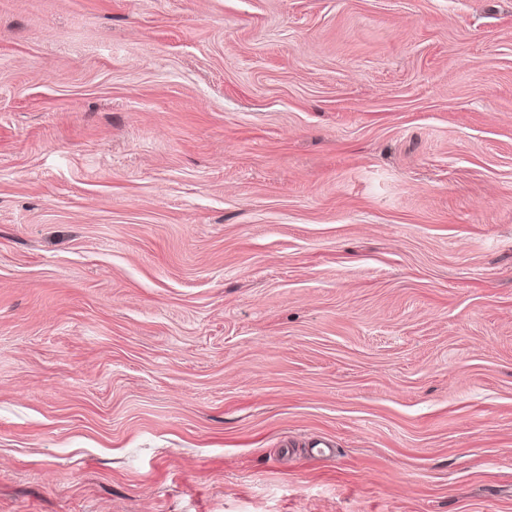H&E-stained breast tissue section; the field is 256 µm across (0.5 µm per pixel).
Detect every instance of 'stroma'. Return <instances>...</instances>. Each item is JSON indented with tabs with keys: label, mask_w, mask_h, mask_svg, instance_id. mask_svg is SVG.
<instances>
[{
	"label": "stroma",
	"mask_w": 512,
	"mask_h": 512,
	"mask_svg": "<svg viewBox=\"0 0 512 512\" xmlns=\"http://www.w3.org/2000/svg\"><path fill=\"white\" fill-rule=\"evenodd\" d=\"M0 512H512V0H0Z\"/></svg>",
	"instance_id": "stroma-1"
}]
</instances>
